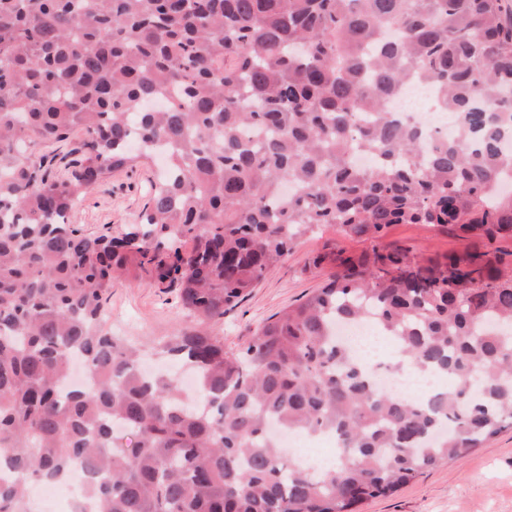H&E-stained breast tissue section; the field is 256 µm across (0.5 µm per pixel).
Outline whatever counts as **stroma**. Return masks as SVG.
I'll return each mask as SVG.
<instances>
[{"instance_id": "stroma-1", "label": "stroma", "mask_w": 512, "mask_h": 512, "mask_svg": "<svg viewBox=\"0 0 512 512\" xmlns=\"http://www.w3.org/2000/svg\"><path fill=\"white\" fill-rule=\"evenodd\" d=\"M153 164L108 175L81 195L71 219L89 233H116L138 223L156 181ZM386 240L418 255L462 250L465 240L421 224H395ZM350 251L365 249L358 239L338 240L333 229L304 237L283 262L268 270L216 325L225 347L236 349L269 317L308 298L325 278L307 271L305 263L334 243ZM174 294L125 278L112 283V333L149 340L172 333L176 319ZM362 512H512V430L501 432L483 447L457 461L441 464L393 495L366 503Z\"/></svg>"}]
</instances>
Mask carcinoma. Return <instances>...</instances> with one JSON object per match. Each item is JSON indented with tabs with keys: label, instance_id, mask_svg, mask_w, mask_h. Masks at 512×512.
<instances>
[{
	"label": "carcinoma",
	"instance_id": "cac0c4a2",
	"mask_svg": "<svg viewBox=\"0 0 512 512\" xmlns=\"http://www.w3.org/2000/svg\"><path fill=\"white\" fill-rule=\"evenodd\" d=\"M412 70L454 110V139L388 111ZM75 128L70 176L27 157ZM156 144L140 223H71ZM507 178L512 0H0V512H32L30 486L76 466L93 512H360L482 447L512 427ZM393 224L469 244L418 257L385 242ZM327 226L370 246L312 257L322 287L225 349L224 313ZM116 277L177 292L190 323L140 348L112 335ZM338 322L375 323L445 384L375 386ZM143 352L193 370L204 409L173 374L141 375ZM277 425L334 431L343 452L296 465Z\"/></svg>",
	"mask_w": 512,
	"mask_h": 512
}]
</instances>
